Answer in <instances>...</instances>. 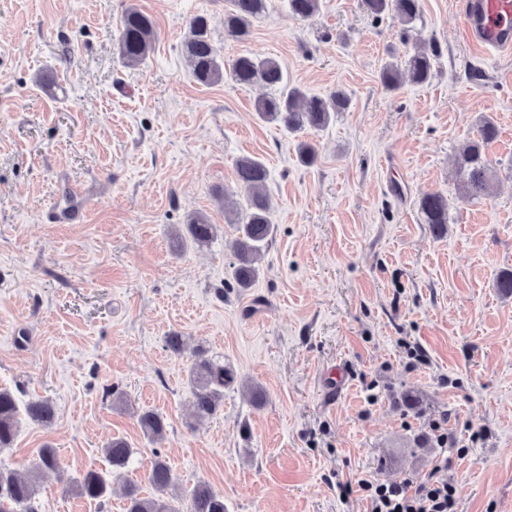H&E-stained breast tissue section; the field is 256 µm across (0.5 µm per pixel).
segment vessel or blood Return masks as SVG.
Returning a JSON list of instances; mask_svg holds the SVG:
<instances>
[{
    "label": "vessel or blood",
    "mask_w": 512,
    "mask_h": 512,
    "mask_svg": "<svg viewBox=\"0 0 512 512\" xmlns=\"http://www.w3.org/2000/svg\"><path fill=\"white\" fill-rule=\"evenodd\" d=\"M462 23L481 49L512 51V0H467Z\"/></svg>",
    "instance_id": "vessel-or-blood-1"
}]
</instances>
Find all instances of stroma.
<instances>
[{
  "mask_svg": "<svg viewBox=\"0 0 512 512\" xmlns=\"http://www.w3.org/2000/svg\"><path fill=\"white\" fill-rule=\"evenodd\" d=\"M131 5L158 31L137 67L116 50ZM225 6L0 0V388L56 410L48 426L22 418L0 465L25 471L56 448L40 512H122L126 481L151 493L157 451L178 492L207 482L228 512H367L362 481L420 477L446 455L456 512H512V295L496 286L512 271V54L468 41L459 0H421L440 54L426 83L391 91L381 70L408 46L363 0H322L305 21L271 0L244 41L225 35ZM196 15L224 59L274 57L309 92L344 89L349 108L291 134L257 116L263 88L198 83L182 51ZM485 115L500 128L495 189L470 200L455 154ZM243 155L270 170L276 226L245 289L229 285L222 203L243 197ZM428 192L448 199L440 238L419 208ZM197 214L217 227L201 249L176 240ZM171 331L223 356L264 404L226 390L190 430L191 359L164 350ZM144 409L168 423L161 444ZM115 438L135 455L110 498L72 491L87 471L110 475ZM140 427L143 433L153 442H162L167 431L165 418L153 411L143 410L138 414Z\"/></svg>",
  "mask_w": 512,
  "mask_h": 512,
  "instance_id": "35a3bbf8",
  "label": "stroma"
}]
</instances>
